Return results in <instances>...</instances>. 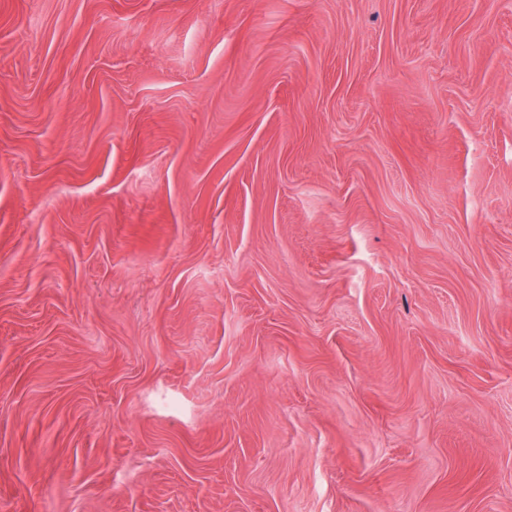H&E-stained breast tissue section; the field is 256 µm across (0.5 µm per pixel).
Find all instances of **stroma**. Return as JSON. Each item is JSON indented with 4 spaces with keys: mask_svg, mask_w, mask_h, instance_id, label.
Instances as JSON below:
<instances>
[{
    "mask_svg": "<svg viewBox=\"0 0 512 512\" xmlns=\"http://www.w3.org/2000/svg\"><path fill=\"white\" fill-rule=\"evenodd\" d=\"M0 512H512V0H0Z\"/></svg>",
    "mask_w": 512,
    "mask_h": 512,
    "instance_id": "obj_1",
    "label": "stroma"
}]
</instances>
